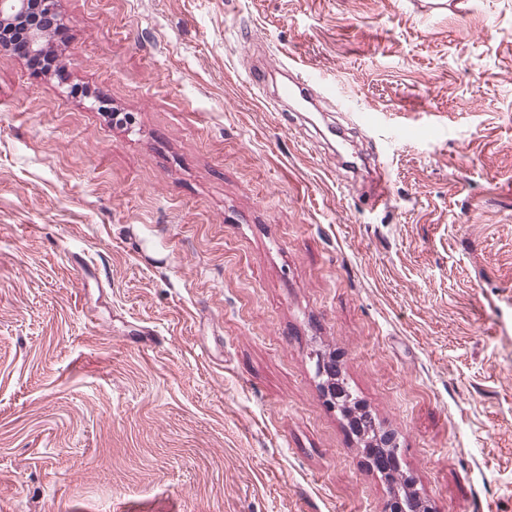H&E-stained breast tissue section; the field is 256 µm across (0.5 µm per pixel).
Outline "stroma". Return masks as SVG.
<instances>
[{"mask_svg":"<svg viewBox=\"0 0 512 512\" xmlns=\"http://www.w3.org/2000/svg\"><path fill=\"white\" fill-rule=\"evenodd\" d=\"M58 11L63 76L0 50V512H384L320 356L512 512V0Z\"/></svg>","mask_w":512,"mask_h":512,"instance_id":"obj_1","label":"stroma"}]
</instances>
